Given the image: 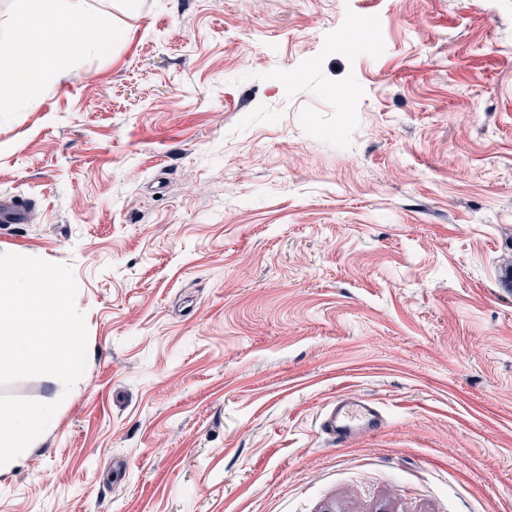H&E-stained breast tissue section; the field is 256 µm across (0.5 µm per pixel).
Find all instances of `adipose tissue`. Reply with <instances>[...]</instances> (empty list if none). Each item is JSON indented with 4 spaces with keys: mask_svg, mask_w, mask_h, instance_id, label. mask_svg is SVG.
Returning a JSON list of instances; mask_svg holds the SVG:
<instances>
[{
    "mask_svg": "<svg viewBox=\"0 0 512 512\" xmlns=\"http://www.w3.org/2000/svg\"><path fill=\"white\" fill-rule=\"evenodd\" d=\"M87 9V0H33L31 10L19 22L21 37L13 65L6 70L0 68V86L18 84L38 64L47 50L45 34L66 29L79 31Z\"/></svg>",
    "mask_w": 512,
    "mask_h": 512,
    "instance_id": "obj_1",
    "label": "adipose tissue"
}]
</instances>
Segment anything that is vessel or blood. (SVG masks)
<instances>
[{
  "mask_svg": "<svg viewBox=\"0 0 512 512\" xmlns=\"http://www.w3.org/2000/svg\"><path fill=\"white\" fill-rule=\"evenodd\" d=\"M29 221V207L17 197L0 196V224H25ZM382 409L369 401L341 397L323 413L320 428L336 443H344L358 434L383 426Z\"/></svg>",
  "mask_w": 512,
  "mask_h": 512,
  "instance_id": "b4317fda",
  "label": "vessel or blood"
}]
</instances>
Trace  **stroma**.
<instances>
[{"label": "stroma", "instance_id": "obj_1", "mask_svg": "<svg viewBox=\"0 0 512 512\" xmlns=\"http://www.w3.org/2000/svg\"><path fill=\"white\" fill-rule=\"evenodd\" d=\"M90 17L0 88V253L72 266L88 334L4 388L60 405L0 512H512V0ZM341 396L383 427L335 444ZM29 207L15 196L1 194L0 224H27Z\"/></svg>", "mask_w": 512, "mask_h": 512}]
</instances>
